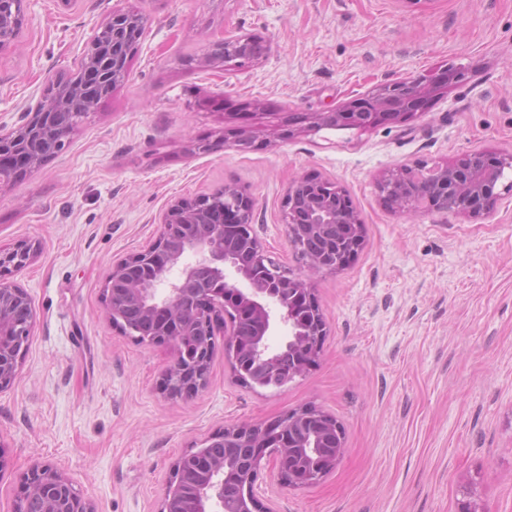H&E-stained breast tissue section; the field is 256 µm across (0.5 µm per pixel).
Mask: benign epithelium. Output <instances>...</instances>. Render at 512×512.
<instances>
[{"label":"benign epithelium","mask_w":512,"mask_h":512,"mask_svg":"<svg viewBox=\"0 0 512 512\" xmlns=\"http://www.w3.org/2000/svg\"><path fill=\"white\" fill-rule=\"evenodd\" d=\"M25 0H0V49L18 36ZM144 31V20L127 11L112 13L92 36L81 60L96 82L57 79L40 104L9 131L0 127V171L23 174L46 158L45 143L61 129L72 131L68 112L78 96L87 111L127 77V66ZM258 40H224V60H255ZM431 88L417 80L381 85L367 96L327 112L299 117L296 132L367 131L382 121H401L423 105ZM512 153L472 150L454 160L417 172L389 170L379 192L408 214L425 208L460 216L485 213L501 193L512 192ZM252 199L235 186L224 199L211 196L170 203L160 231L147 248L112 266L104 302L112 325L127 336L163 343L173 359L160 382L170 399L190 396L208 384L216 332L223 328L232 350L235 376L255 388L282 387L317 361L326 320L309 288L308 277L337 271L363 246V224L347 191L317 175L288 185L284 224L291 246L305 254L307 275L292 273L273 260L253 229ZM38 254L22 242L0 249V271H19ZM35 323L30 295L0 279V389L16 377ZM280 334L273 344L270 336ZM236 446L212 455L210 448ZM345 452L343 431L331 415L303 405L266 423L237 424L208 436L202 446L177 459L160 512H260L255 486L263 459L274 461L279 479L291 488L322 481ZM16 512H96L71 480L51 464L34 466L23 483Z\"/></svg>","instance_id":"benign-epithelium-1"}]
</instances>
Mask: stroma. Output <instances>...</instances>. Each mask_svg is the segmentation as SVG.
<instances>
[{
  "label": "stroma",
  "mask_w": 512,
  "mask_h": 512,
  "mask_svg": "<svg viewBox=\"0 0 512 512\" xmlns=\"http://www.w3.org/2000/svg\"><path fill=\"white\" fill-rule=\"evenodd\" d=\"M135 10L145 32L97 111L39 167L0 185V247L37 243L14 276L36 319L0 389V512L48 461L97 512H160L175 460L224 426L310 404L335 417L345 453L319 484L292 489L272 464L256 482L275 512H512V193L489 212L409 217L380 177L470 150L512 152V0H26L0 51V125L50 80L72 77L97 28ZM252 35L259 60L207 64ZM449 76L403 122L282 138L290 112H326L379 85ZM257 126L240 150L228 131ZM208 140L209 152L192 151ZM317 174L343 186L364 244L310 287L327 335L316 364L250 389L215 350L206 388L171 400L169 348L115 330L103 288L113 264L151 243L178 198L233 185L254 200L272 258L301 263L283 223L286 189Z\"/></svg>",
  "instance_id": "35a3bbf8"
}]
</instances>
